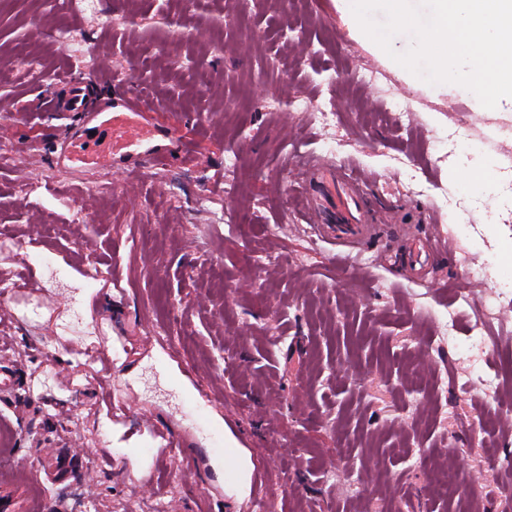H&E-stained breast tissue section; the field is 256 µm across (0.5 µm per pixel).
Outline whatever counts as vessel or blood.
<instances>
[{
	"mask_svg": "<svg viewBox=\"0 0 512 512\" xmlns=\"http://www.w3.org/2000/svg\"><path fill=\"white\" fill-rule=\"evenodd\" d=\"M98 81L93 77L69 79V89L62 103L68 112L83 113L85 121L94 122L95 136L91 139L71 137L66 139L64 159L94 169L111 165L113 160L124 159L140 165L143 162L163 163L170 156L169 149L154 144L157 133L173 138L174 129L163 116L145 111L134 97L121 99L116 110L100 115L89 106L90 94ZM292 164L300 171L311 174L312 201L303 206L307 221L327 224L329 233L337 241L353 243L363 235L367 221L364 205L351 181L329 168L313 156H299ZM445 241H434L429 248H414L406 263L413 276H420L432 265L435 255L445 250ZM12 450L0 448V512H34L32 497L34 477L22 480L10 478L8 462Z\"/></svg>",
	"mask_w": 512,
	"mask_h": 512,
	"instance_id": "b4317fda",
	"label": "vessel or blood"
}]
</instances>
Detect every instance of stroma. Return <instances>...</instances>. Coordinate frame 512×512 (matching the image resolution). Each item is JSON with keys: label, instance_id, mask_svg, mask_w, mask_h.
I'll list each match as a JSON object with an SVG mask.
<instances>
[{"label": "stroma", "instance_id": "35a3bbf8", "mask_svg": "<svg viewBox=\"0 0 512 512\" xmlns=\"http://www.w3.org/2000/svg\"><path fill=\"white\" fill-rule=\"evenodd\" d=\"M0 0V395L37 512H456L431 474L490 461L477 414L512 383L469 336L512 276V112L413 87L350 37L334 0ZM276 29L277 39L254 34ZM89 36L94 100L168 112L198 154L125 175L61 165L82 115L52 31ZM490 157L495 194L454 174ZM363 180L362 250L299 211L289 160ZM447 238L425 280L400 225ZM426 374L431 389L415 391ZM254 465L224 491V438Z\"/></svg>", "mask_w": 512, "mask_h": 512}]
</instances>
